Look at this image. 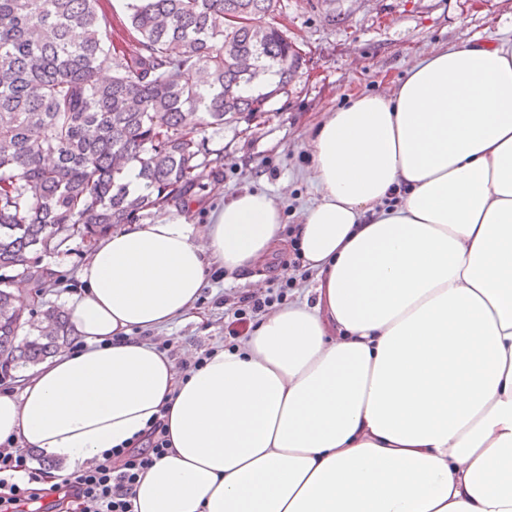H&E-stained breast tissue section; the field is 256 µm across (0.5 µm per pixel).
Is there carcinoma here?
<instances>
[{
  "label": "carcinoma",
  "mask_w": 512,
  "mask_h": 512,
  "mask_svg": "<svg viewBox=\"0 0 512 512\" xmlns=\"http://www.w3.org/2000/svg\"><path fill=\"white\" fill-rule=\"evenodd\" d=\"M280 0H129L137 33L112 40L103 0H0V366L34 365L70 339L69 316L41 322L14 305L13 280L39 293L38 255L106 234L142 212L183 211L200 172L224 160L206 131L288 93L303 56L266 18ZM107 57L111 75L100 76ZM272 69L250 96L240 86ZM139 166V192L125 168ZM29 326L32 334L18 339Z\"/></svg>",
  "instance_id": "1"
}]
</instances>
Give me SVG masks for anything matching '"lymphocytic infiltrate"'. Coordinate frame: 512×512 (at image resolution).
Returning <instances> with one entry per match:
<instances>
[{
  "label": "lymphocytic infiltrate",
  "instance_id": "1",
  "mask_svg": "<svg viewBox=\"0 0 512 512\" xmlns=\"http://www.w3.org/2000/svg\"><path fill=\"white\" fill-rule=\"evenodd\" d=\"M295 279L277 282L265 293L244 292L224 309L230 340L249 334L260 314L285 304ZM164 418H154L140 445L117 447L95 466L58 475L47 484L45 469L32 465L30 450L0 443V512H27L29 505L57 493L78 504V512H134L137 479L169 447Z\"/></svg>",
  "mask_w": 512,
  "mask_h": 512
}]
</instances>
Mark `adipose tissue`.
<instances>
[{
  "instance_id": "adipose-tissue-1",
  "label": "adipose tissue",
  "mask_w": 512,
  "mask_h": 512,
  "mask_svg": "<svg viewBox=\"0 0 512 512\" xmlns=\"http://www.w3.org/2000/svg\"><path fill=\"white\" fill-rule=\"evenodd\" d=\"M297 245L312 302L189 376L145 339L282 241L260 190L96 239L84 345L0 394V443L78 468L166 412L136 512H512V37L430 45L322 112Z\"/></svg>"
}]
</instances>
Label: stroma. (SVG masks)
<instances>
[{
	"label": "stroma",
	"mask_w": 512,
	"mask_h": 512,
	"mask_svg": "<svg viewBox=\"0 0 512 512\" xmlns=\"http://www.w3.org/2000/svg\"><path fill=\"white\" fill-rule=\"evenodd\" d=\"M273 23L303 53L301 74L266 111L215 135L224 150V174L204 175L198 197L210 200L216 184L228 196L264 190L276 197L285 224L294 226L316 196L306 139L321 112L346 105L350 92H376L401 81L425 44L472 41L491 28L511 35L512 0H336L330 9L323 0H282ZM86 253L85 241L76 237L42 256V265L64 271L63 280L45 288L43 306L67 307ZM247 289L232 275L209 283L203 322L174 323L162 335L183 350L222 345L224 298Z\"/></svg>",
	"instance_id": "obj_1"
}]
</instances>
